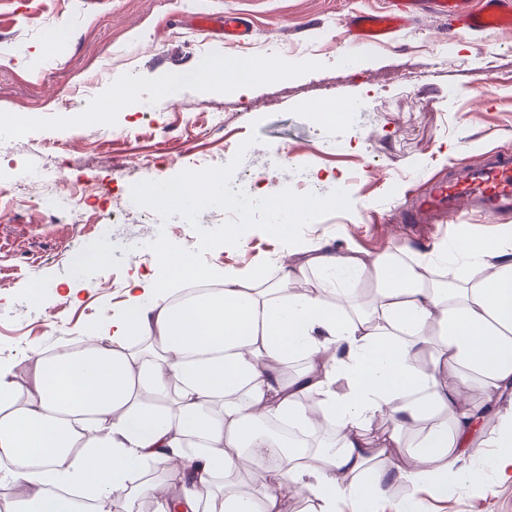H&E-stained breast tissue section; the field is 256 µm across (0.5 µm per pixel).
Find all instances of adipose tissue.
<instances>
[{
  "mask_svg": "<svg viewBox=\"0 0 512 512\" xmlns=\"http://www.w3.org/2000/svg\"><path fill=\"white\" fill-rule=\"evenodd\" d=\"M253 67L205 59L161 91L173 100L184 80L236 84ZM437 257L442 281L416 257L317 248L281 261L274 286L250 288L228 271L220 288L179 306L163 278L135 275L125 311L89 334L81 355L36 360L21 382L0 371V452L29 486L26 512H70L47 492L61 484L88 487L97 512H110L109 496L147 492L143 469L174 462L182 512H281L302 485L321 512H368L396 484L445 498L484 466L512 480V409L499 408L512 390V228L461 235ZM310 270L334 286L365 280L373 305L351 314L346 299L292 291ZM291 356L309 366L287 379L280 368ZM382 417L393 427L369 445L359 430ZM320 419L340 425L337 451H289L262 496L228 487L199 508L201 487L241 455L259 459L262 423L308 430ZM414 427L411 464L368 470Z\"/></svg>",
  "mask_w": 512,
  "mask_h": 512,
  "instance_id": "adipose-tissue-1",
  "label": "adipose tissue"
}]
</instances>
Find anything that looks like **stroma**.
I'll use <instances>...</instances> for the list:
<instances>
[{
    "mask_svg": "<svg viewBox=\"0 0 512 512\" xmlns=\"http://www.w3.org/2000/svg\"><path fill=\"white\" fill-rule=\"evenodd\" d=\"M0 0V186L26 184L27 202L0 197V363L24 374L38 353L80 344L102 319L126 307L132 277L158 271L149 245L158 236L195 249L199 229L230 212L208 207L197 225L161 219L131 200L133 184L174 177L189 160L222 166L242 161L231 186L265 196L291 189L320 198L345 190L347 212L307 225L296 252L323 244L372 254L428 256L448 242L442 225L403 220L408 198L454 162L512 149V31L452 35L447 19L418 16L392 42L348 61L341 18L383 7L385 0ZM238 16L244 44L224 31L198 30L193 15ZM68 38L46 57L36 48L52 31ZM278 45L262 59L247 91L183 85L177 100L159 89L204 58L260 59L262 43ZM130 79L140 98L113 107L114 81ZM356 104L348 120L328 122L320 110ZM224 125L212 130L210 116ZM55 168L61 191H87L83 224L42 203L51 193L37 175ZM287 245L258 229L239 245L206 254L218 272L279 276ZM91 256L77 302L66 299L73 261ZM44 284V301L27 287ZM406 488L395 485L370 512H394ZM417 512H512V480L485 472L446 499L411 492Z\"/></svg>",
    "mask_w": 512,
    "mask_h": 512,
    "instance_id": "1",
    "label": "stroma"
}]
</instances>
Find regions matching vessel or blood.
<instances>
[{
    "label": "vessel or blood",
    "mask_w": 512,
    "mask_h": 512,
    "mask_svg": "<svg viewBox=\"0 0 512 512\" xmlns=\"http://www.w3.org/2000/svg\"><path fill=\"white\" fill-rule=\"evenodd\" d=\"M423 13L448 16L462 33L512 29V0H482L476 10L471 9L468 0H394L385 10L347 18L345 54L353 57L366 52ZM195 21L203 30L223 25L225 40L239 37L232 16L220 21L199 14ZM506 213H512V153L503 150L484 153L471 162H459L449 175L430 179L411 209L412 218L424 217L431 223L451 226L467 217L493 218Z\"/></svg>",
    "instance_id": "1"
}]
</instances>
